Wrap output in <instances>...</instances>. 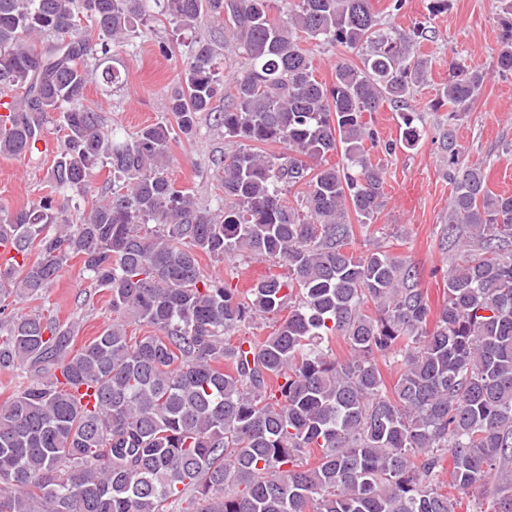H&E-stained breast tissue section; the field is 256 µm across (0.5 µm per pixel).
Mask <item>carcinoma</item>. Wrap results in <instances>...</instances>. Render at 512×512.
Returning <instances> with one entry per match:
<instances>
[{"label": "carcinoma", "mask_w": 512, "mask_h": 512, "mask_svg": "<svg viewBox=\"0 0 512 512\" xmlns=\"http://www.w3.org/2000/svg\"><path fill=\"white\" fill-rule=\"evenodd\" d=\"M495 3V71L511 73L512 0ZM153 7L178 31L209 14L247 67L223 90L222 53L198 42L168 95L175 125L116 141L85 90L121 83L108 61ZM380 25L371 0H0V86L21 90L0 99V155L64 136L50 194L0 203L12 248L0 252V369L31 376L0 404V512H452L446 471L490 499L485 512H512V194L488 189L486 161L463 158L453 129L439 136L455 255L437 311L416 264L380 244L351 249V218L364 228L382 206L372 114H399L386 153L414 149L425 113L458 119L489 71L457 65L420 110L426 26ZM309 40L361 64L338 60L322 81ZM224 93L219 120L237 148L219 160L213 213L170 178L169 150ZM274 144L284 151H261ZM101 165L112 189L69 220ZM75 257L115 314L78 349L76 323L6 313ZM204 257L288 273L244 290L205 273ZM259 317L273 322L266 336L249 332ZM131 324L151 331L131 336ZM335 336L343 360L322 347Z\"/></svg>", "instance_id": "1"}]
</instances>
